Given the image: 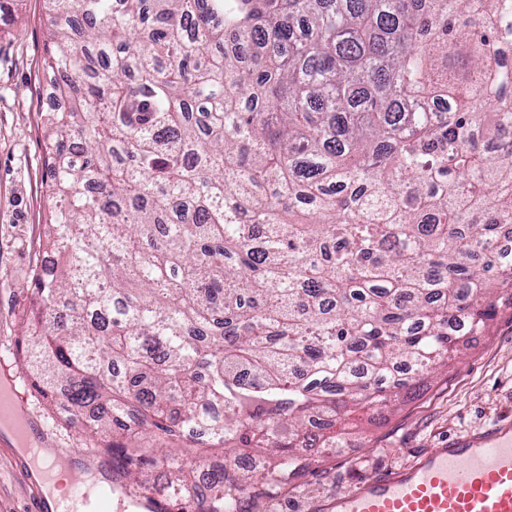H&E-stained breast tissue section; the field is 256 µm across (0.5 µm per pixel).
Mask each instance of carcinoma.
I'll use <instances>...</instances> for the list:
<instances>
[{
    "instance_id": "carcinoma-1",
    "label": "carcinoma",
    "mask_w": 512,
    "mask_h": 512,
    "mask_svg": "<svg viewBox=\"0 0 512 512\" xmlns=\"http://www.w3.org/2000/svg\"><path fill=\"white\" fill-rule=\"evenodd\" d=\"M48 3L22 361L131 501L288 492L512 302V0Z\"/></svg>"
}]
</instances>
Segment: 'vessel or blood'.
Wrapping results in <instances>:
<instances>
[{
  "instance_id": "vessel-or-blood-1",
  "label": "vessel or blood",
  "mask_w": 512,
  "mask_h": 512,
  "mask_svg": "<svg viewBox=\"0 0 512 512\" xmlns=\"http://www.w3.org/2000/svg\"><path fill=\"white\" fill-rule=\"evenodd\" d=\"M112 494L74 484L60 512H111ZM324 512H512V426L450 438L413 464L323 503Z\"/></svg>"
}]
</instances>
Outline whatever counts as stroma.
Returning <instances> with one entry per match:
<instances>
[{
  "label": "stroma",
  "mask_w": 512,
  "mask_h": 512,
  "mask_svg": "<svg viewBox=\"0 0 512 512\" xmlns=\"http://www.w3.org/2000/svg\"><path fill=\"white\" fill-rule=\"evenodd\" d=\"M47 0H17L0 32V382L22 397L23 420L46 446L78 460L93 449L81 427L51 417L33 396L18 341L31 305L32 274L45 250L52 200L45 186L44 115L51 111L43 74ZM512 421V305L501 304L483 335L461 345L447 371L393 402L383 420L352 429L345 447L319 456L275 505L244 501L241 512H308L313 502L353 490L412 462L449 437ZM83 459V458H82ZM21 457L0 438V512H29L32 491Z\"/></svg>",
  "instance_id": "stroma-1"
}]
</instances>
